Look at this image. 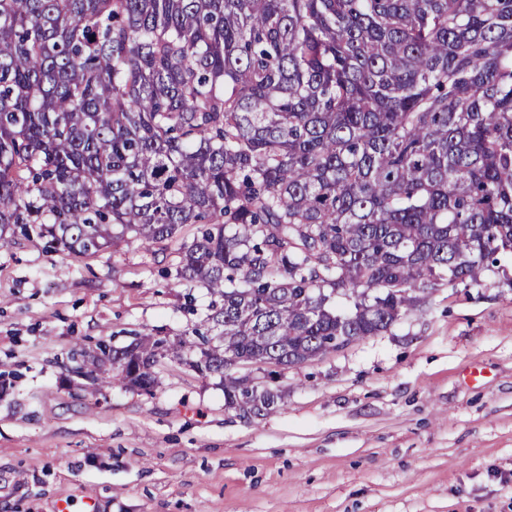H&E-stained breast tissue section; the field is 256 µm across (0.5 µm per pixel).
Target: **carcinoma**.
Segmentation results:
<instances>
[{
    "mask_svg": "<svg viewBox=\"0 0 512 512\" xmlns=\"http://www.w3.org/2000/svg\"><path fill=\"white\" fill-rule=\"evenodd\" d=\"M197 236L214 300L173 338L78 348L93 390L233 372L389 329L512 258V0H0V233L95 255Z\"/></svg>",
    "mask_w": 512,
    "mask_h": 512,
    "instance_id": "carcinoma-1",
    "label": "carcinoma"
}]
</instances>
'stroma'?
Instances as JSON below:
<instances>
[{
	"label": "stroma",
	"mask_w": 512,
	"mask_h": 512,
	"mask_svg": "<svg viewBox=\"0 0 512 512\" xmlns=\"http://www.w3.org/2000/svg\"><path fill=\"white\" fill-rule=\"evenodd\" d=\"M85 257L0 236V512H512V260L435 288L388 331L289 368L249 422L178 361L154 395L94 392L69 349L184 333L211 297L164 276L180 243Z\"/></svg>",
	"instance_id": "obj_1"
}]
</instances>
